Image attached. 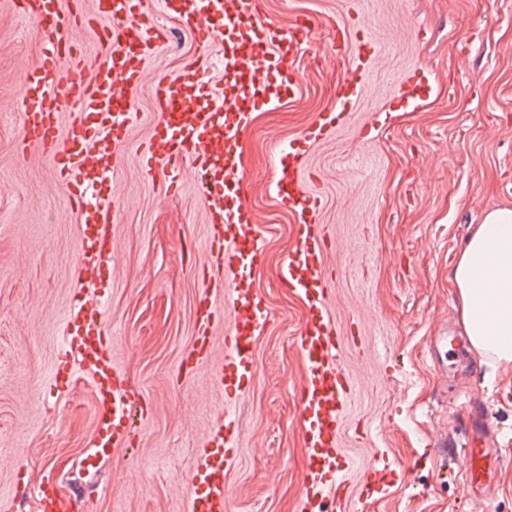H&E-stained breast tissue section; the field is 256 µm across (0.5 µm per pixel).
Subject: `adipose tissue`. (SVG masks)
Returning a JSON list of instances; mask_svg holds the SVG:
<instances>
[{"label":"adipose tissue","instance_id":"obj_1","mask_svg":"<svg viewBox=\"0 0 512 512\" xmlns=\"http://www.w3.org/2000/svg\"><path fill=\"white\" fill-rule=\"evenodd\" d=\"M463 323L483 355L512 360V209L486 213L454 271Z\"/></svg>","mask_w":512,"mask_h":512}]
</instances>
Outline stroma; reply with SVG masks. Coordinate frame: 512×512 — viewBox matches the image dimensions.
Here are the masks:
<instances>
[{
	"instance_id": "stroma-1",
	"label": "stroma",
	"mask_w": 512,
	"mask_h": 512,
	"mask_svg": "<svg viewBox=\"0 0 512 512\" xmlns=\"http://www.w3.org/2000/svg\"><path fill=\"white\" fill-rule=\"evenodd\" d=\"M147 7L170 32L132 94L141 120L123 145L121 169L104 185L121 208L119 243L98 284L113 355L147 412L126 449L97 467L81 462L96 425L88 381L55 378L83 282L78 216L55 185L50 162L20 159V73L38 62L31 22L0 12V512H35L15 493L54 472L83 487L85 512H187L186 476L212 424L227 418L236 453L227 477L229 512H299L306 449L296 395L304 376L297 336L304 300L278 271L297 223L276 194L274 146L301 132L354 79L362 96L328 140L308 148V188L325 227L331 310L349 343L355 395L342 446L350 512H512V361L468 349L450 365L448 336H464L455 263L485 214L512 209V0H260L289 28L317 20L295 66L292 96L262 106L241 138L243 204L257 218L263 254L253 271L270 318L245 396L228 398L208 365L183 376L199 296L207 282L205 202L182 165L169 186L140 144L154 120L155 82L214 53L175 15ZM350 41L330 46L337 26ZM422 98L400 107V89ZM481 406L494 441L492 500L466 492L462 446L469 407ZM385 462L387 485L365 489L364 466Z\"/></svg>"
}]
</instances>
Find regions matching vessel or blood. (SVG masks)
Instances as JSON below:
<instances>
[{"mask_svg":"<svg viewBox=\"0 0 512 512\" xmlns=\"http://www.w3.org/2000/svg\"><path fill=\"white\" fill-rule=\"evenodd\" d=\"M160 3L201 41L222 44L219 55L191 60L174 77L160 81L156 119L143 146L166 177H173L187 161L199 179L213 231L208 283L223 289L224 300L201 309L195 347L199 354H208L216 316L221 307H228L224 360L212 370L226 395L238 398L249 387L254 354L268 321L252 280L261 246L256 222L242 203L247 169L240 140L259 106L293 93L294 58L312 23L278 27L256 0ZM0 10L32 20L43 39L40 62L25 67L20 77L19 149H34L51 159L56 184L78 212L79 262L87 273H96L112 259L120 224V207L103 196L102 186L118 169L120 148L139 118L131 94L169 35L149 18L143 0H97L90 12L74 7L72 0H0ZM91 26L100 28L102 35V58L95 64L77 55L74 41L76 32ZM215 70L221 81L212 79ZM358 97L357 84L345 82L332 109L302 131L299 148L276 168L278 195L299 224L298 241L280 267L279 280L306 301L298 342L305 368L298 419L307 448L301 475L306 512H346L348 473L340 431L354 384L343 362L347 342L328 308L325 233L317 222L320 202L307 192L300 174V147L332 136L337 113L349 111ZM65 101L74 102L75 111L62 114ZM104 308L103 295L85 289L70 321L77 341L60 357L59 372L66 385L82 376L90 380L97 423L84 459L89 467L125 446L136 406L128 378L112 356ZM233 453L222 429L209 434L187 478L188 512H225ZM486 456L487 443L479 428L467 451V488L481 497L491 493L482 470ZM82 503L78 493L60 489L54 474L43 475L36 485V512H79Z\"/></svg>","mask_w":512,"mask_h":512,"instance_id":"1","label":"vessel or blood"}]
</instances>
